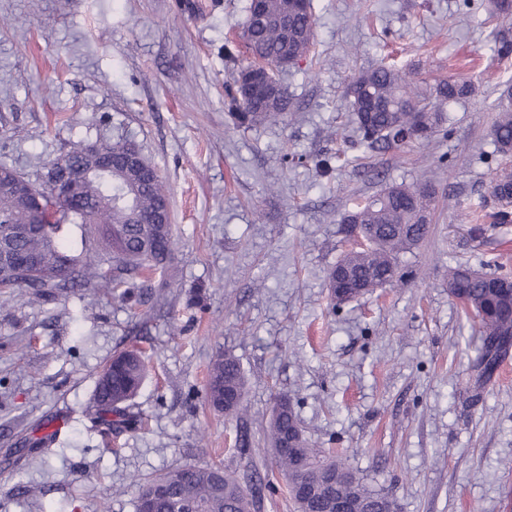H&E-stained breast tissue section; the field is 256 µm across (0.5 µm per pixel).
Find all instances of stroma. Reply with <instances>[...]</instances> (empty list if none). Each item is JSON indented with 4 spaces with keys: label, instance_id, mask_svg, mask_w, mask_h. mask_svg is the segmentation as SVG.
<instances>
[{
    "label": "stroma",
    "instance_id": "1",
    "mask_svg": "<svg viewBox=\"0 0 512 512\" xmlns=\"http://www.w3.org/2000/svg\"><path fill=\"white\" fill-rule=\"evenodd\" d=\"M485 3L313 0L311 53L276 72L290 113L238 127L227 88L250 59L248 0H0V164L35 180L74 144L133 141L170 191L176 240L162 278L0 297V512H135L136 479L210 464L267 482L257 512H296L264 436L281 394L308 441L399 512H512V349L481 375L478 330L448 294L456 264L512 275V221L490 217L512 156L489 136L512 56ZM380 62L421 92L440 78L475 92L445 106L430 142L374 149L346 89ZM427 177L432 219L401 258L408 277L333 306L342 215ZM132 349L148 373L136 424L115 434L86 407ZM220 354L247 378L238 418L204 399ZM50 417L66 421L52 439Z\"/></svg>",
    "mask_w": 512,
    "mask_h": 512
}]
</instances>
